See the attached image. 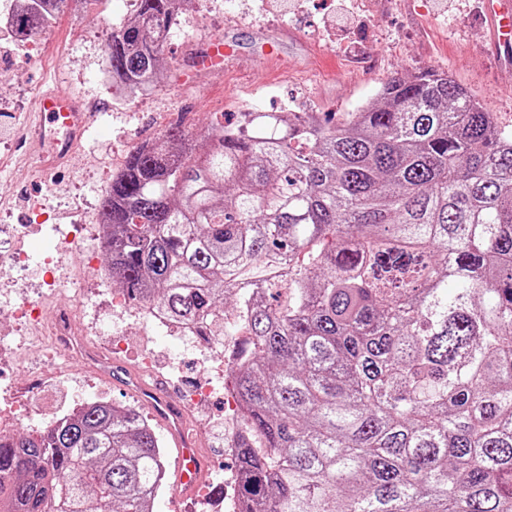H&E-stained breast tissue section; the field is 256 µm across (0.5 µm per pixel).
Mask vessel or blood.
I'll use <instances>...</instances> for the list:
<instances>
[{
	"label": "vessel or blood",
	"mask_w": 512,
	"mask_h": 512,
	"mask_svg": "<svg viewBox=\"0 0 512 512\" xmlns=\"http://www.w3.org/2000/svg\"><path fill=\"white\" fill-rule=\"evenodd\" d=\"M484 17L494 34L496 52L512 47V6L488 8ZM231 50L223 38L214 36L202 42L196 50L197 71H222L224 59ZM38 126L42 134L45 169H53L68 159L79 146L85 132L97 121L93 108L83 107L71 94L60 88L42 93L37 101ZM127 388L137 390L151 408L160 426L167 429L178 450V481L184 491H191L208 474L206 455L200 441L191 431V416L183 405L169 401V387L163 380L144 381L131 368H124Z\"/></svg>",
	"instance_id": "obj_1"
}]
</instances>
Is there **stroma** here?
I'll return each mask as SVG.
<instances>
[{"label":"stroma","mask_w":512,"mask_h":512,"mask_svg":"<svg viewBox=\"0 0 512 512\" xmlns=\"http://www.w3.org/2000/svg\"><path fill=\"white\" fill-rule=\"evenodd\" d=\"M343 0H184L167 42L165 78L146 95L113 93L105 48L113 27L124 23L132 0H87L81 13L62 9L28 51L0 31V236L28 255L25 270L0 272V298L23 283L37 298L45 273L66 285L51 305L79 304V324L110 353L112 338L131 368L150 361L152 376L185 390L206 365L200 345L147 325L129 310L112 325L109 303L118 289L98 282L86 251H99L95 229L103 193L127 156L155 141L172 125L192 132L225 114L239 121L246 112H350L377 99L391 78L444 69L512 132V67L491 51L483 0H344L352 22H336ZM224 35L234 55L219 73L193 72L191 45ZM57 84L100 117L60 173L43 177L32 168L18 136L28 125L37 97ZM80 226L85 252H65L66 231ZM32 338L17 357L19 337ZM101 398L144 410L136 393L113 384L102 366L59 353L35 338L31 328L0 324V431H26L30 414L68 412L81 398ZM223 400L192 413L210 473L190 497L194 512H225L213 497L236 472L224 452Z\"/></svg>","instance_id":"obj_1"}]
</instances>
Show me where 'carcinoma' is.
Here are the masks:
<instances>
[{
  "mask_svg": "<svg viewBox=\"0 0 512 512\" xmlns=\"http://www.w3.org/2000/svg\"><path fill=\"white\" fill-rule=\"evenodd\" d=\"M37 2L19 32L65 0ZM134 2L106 44L130 94L185 0ZM203 143L175 126L136 148L99 223L129 301L244 338L240 512H512V135L431 69L337 121L249 112ZM163 457L106 402L1 432L0 512H150Z\"/></svg>",
  "mask_w": 512,
  "mask_h": 512,
  "instance_id": "carcinoma-1",
  "label": "carcinoma"
}]
</instances>
